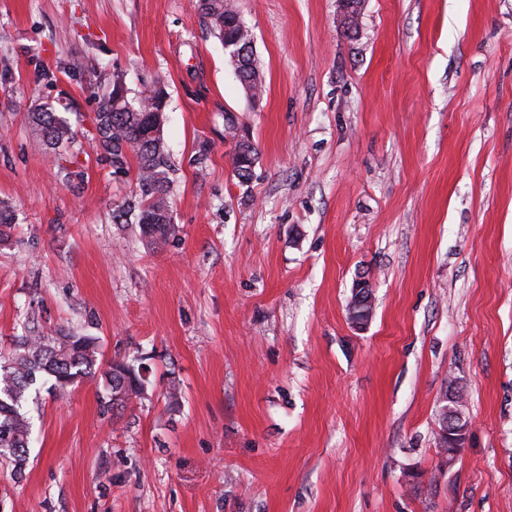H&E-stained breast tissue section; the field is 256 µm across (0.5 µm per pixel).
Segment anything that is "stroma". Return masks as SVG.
Listing matches in <instances>:
<instances>
[{"instance_id":"1","label":"stroma","mask_w":512,"mask_h":512,"mask_svg":"<svg viewBox=\"0 0 512 512\" xmlns=\"http://www.w3.org/2000/svg\"><path fill=\"white\" fill-rule=\"evenodd\" d=\"M224 3L259 101L197 0H0V356L71 328L147 368L117 413L95 381L41 391L0 512H512V0H364L350 35L339 0ZM118 74L165 82L162 242L113 221L136 167L88 135ZM39 105L76 135L70 175ZM373 285L362 278L357 282L355 297L348 304V318L357 327L368 324L373 314ZM466 409V396L461 390H458L448 397H444L442 405L438 410V418L445 427L450 428L452 433H454L452 434L453 436H451L453 443H461V447L464 445L468 429Z\"/></svg>"}]
</instances>
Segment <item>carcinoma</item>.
Listing matches in <instances>:
<instances>
[{
  "mask_svg": "<svg viewBox=\"0 0 512 512\" xmlns=\"http://www.w3.org/2000/svg\"><path fill=\"white\" fill-rule=\"evenodd\" d=\"M198 9L209 20L219 41L236 38L238 28L224 29V0H198ZM256 70L250 49L235 72L241 80L251 77ZM164 109L161 82L157 80L129 98L114 87L93 118L94 137L110 155L113 166L123 167L130 155L137 161L136 203L113 210L112 219L119 221L128 214V209H137L142 234L154 242L175 232L169 197L176 169L164 145L163 129L158 126L152 133L147 123L148 113ZM29 120L33 131L54 151L58 161L75 162L74 133L53 109L43 106L30 113ZM255 156L253 147L249 156L233 157L240 181L250 179ZM46 376L54 380L53 387L60 393L80 380L99 377L105 387L103 407L117 411L144 392L137 358L103 360L96 336L30 332L16 337L12 354L0 361V461L16 475L24 473L32 443L33 423L26 404L38 380Z\"/></svg>",
  "mask_w": 512,
  "mask_h": 512,
  "instance_id": "obj_1",
  "label": "carcinoma"
}]
</instances>
